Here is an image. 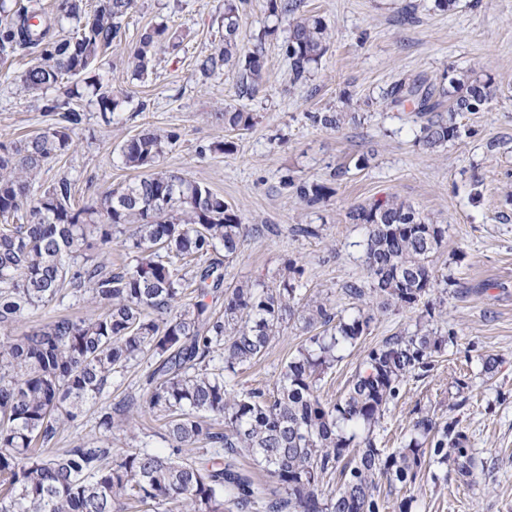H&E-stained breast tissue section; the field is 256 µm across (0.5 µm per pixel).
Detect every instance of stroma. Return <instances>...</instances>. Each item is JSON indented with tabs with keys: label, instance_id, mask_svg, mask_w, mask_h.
I'll return each instance as SVG.
<instances>
[{
	"label": "stroma",
	"instance_id": "1",
	"mask_svg": "<svg viewBox=\"0 0 512 512\" xmlns=\"http://www.w3.org/2000/svg\"><path fill=\"white\" fill-rule=\"evenodd\" d=\"M303 10L325 20L329 40L319 65L296 83L283 50L286 22L270 16L267 0H248L238 40L245 50L260 49L265 76L253 96L242 98L233 72L203 81L195 71L197 57L222 43L223 0H137L121 43L96 63L113 90L127 97L118 107L119 123L105 125L88 105L73 147L48 165L42 181L68 178L75 204H86L135 178L118 162L122 142L146 128L176 132L179 139L162 167L223 194L243 223L261 229L223 263L225 284L246 277L278 284L279 270L291 259L302 266L308 293L330 296L342 309L352 306L344 284L366 277V228L349 220L352 205L393 196L447 225L434 265L448 280V306L438 325L454 339L429 376L407 381L378 438L397 447L420 408L442 421L459 419L487 466L469 484L453 474L436 482L427 471L415 485L382 486L381 495L390 510L409 497L412 512H512V0H459L451 10L435 0H303ZM156 23L177 31L183 48L159 53L142 83L132 79L128 58L141 30ZM27 66V59L16 58L8 64L9 78L0 77L5 139L51 123L18 89ZM469 70L491 77L494 96L483 110L457 115L461 137L439 149L419 142L422 118L384 99L396 82L445 87ZM229 105L253 114L249 130L231 132L215 122L214 113ZM336 110L360 113L361 121L336 129L310 119ZM228 138L237 144L234 152L213 150V143ZM289 177L318 181L334 192L309 207L284 189ZM300 224L316 225L318 236L297 235ZM416 318L402 309L380 315L369 335L343 350L319 381L320 396L336 401L366 350L413 329ZM306 336L302 323L290 321L258 363L239 371L235 390H274ZM489 355L499 360L491 375L483 371ZM151 363L144 357L112 378L110 403L131 406L130 429L112 433L113 453L165 447L159 422L143 407Z\"/></svg>",
	"mask_w": 512,
	"mask_h": 512
}]
</instances>
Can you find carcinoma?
Segmentation results:
<instances>
[{"instance_id":"cac0c4a2","label":"carcinoma","mask_w":512,"mask_h":512,"mask_svg":"<svg viewBox=\"0 0 512 512\" xmlns=\"http://www.w3.org/2000/svg\"><path fill=\"white\" fill-rule=\"evenodd\" d=\"M247 0H224V40L196 60L208 79L237 69L238 96L252 95L263 80L257 52L238 41ZM136 0H0V65L19 55L32 64L20 89L56 117L45 130L0 142V328L50 306H61L69 288L82 290L97 312L86 318L52 317L14 336H0V512H249L259 488L239 459L251 457L273 483L265 512H383L381 481L412 484L426 460L451 464L473 480L480 460L468 448L459 421L418 412L398 448L378 447L376 430L411 376L434 369V357L452 337L418 321L415 329L387 337L369 350L363 369L335 402L318 395V382L341 359L338 352L370 331L376 313L424 306L425 318L447 304L448 289L433 266L448 237L413 206L387 197L349 212L366 226L363 264L367 285H344L357 312L346 316L327 299L300 304L304 270L288 261L280 283L241 280L223 288L221 262L201 271L192 263L224 250L238 255L245 239L261 232L242 222L224 196L209 186L160 168L178 136L143 129L124 141L118 158L140 175L76 207L71 183L44 188L45 167L66 154L84 121L79 88L92 89L103 120L114 121L118 101L95 62L121 39L122 23ZM302 0H268V10L288 19L284 52L293 82L318 65L327 25L301 12ZM167 25L145 28L128 68L141 80L161 51L180 50ZM448 118L437 114L447 91L431 84L397 82L385 97L426 115L419 141L435 149L459 137L455 115L479 112L494 95L491 78L470 71L451 78ZM344 112L311 116L339 127ZM216 118L228 130H247L253 116L226 108ZM285 188L308 206L331 193L324 183L288 178ZM120 239L135 264L118 271L106 248ZM223 298L221 308L205 301ZM306 338L288 359L276 390L236 391L230 378L258 362L293 318ZM155 358L145 379V408L162 422L169 452L131 448L112 454V430L128 425L127 410L101 404L112 374L131 362ZM95 407L101 436L78 438L60 453L44 455L60 429ZM197 451L198 457L186 458ZM340 477V485L325 489Z\"/></svg>"}]
</instances>
